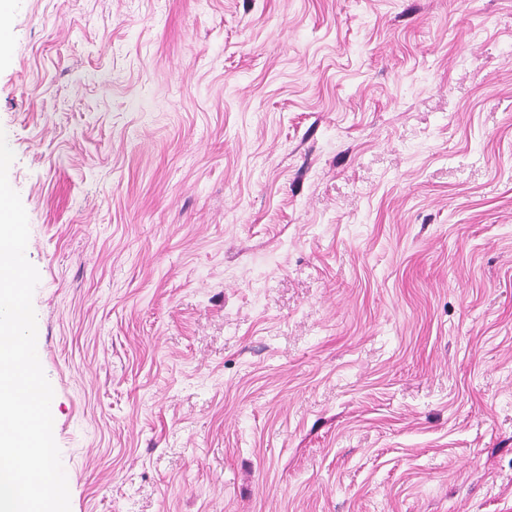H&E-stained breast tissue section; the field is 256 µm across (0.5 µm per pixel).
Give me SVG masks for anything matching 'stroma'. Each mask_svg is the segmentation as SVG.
<instances>
[{
  "label": "stroma",
  "mask_w": 512,
  "mask_h": 512,
  "mask_svg": "<svg viewBox=\"0 0 512 512\" xmlns=\"http://www.w3.org/2000/svg\"><path fill=\"white\" fill-rule=\"evenodd\" d=\"M0 130L70 512H512V0H12Z\"/></svg>",
  "instance_id": "stroma-1"
}]
</instances>
